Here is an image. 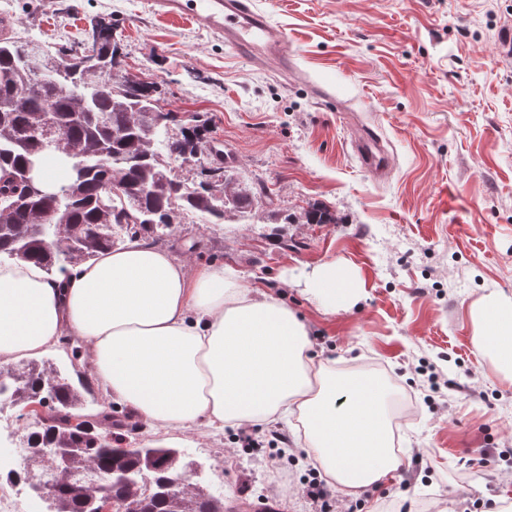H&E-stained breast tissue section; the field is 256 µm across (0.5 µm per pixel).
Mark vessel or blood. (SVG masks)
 Segmentation results:
<instances>
[{"label":"vessel or blood","mask_w":512,"mask_h":512,"mask_svg":"<svg viewBox=\"0 0 512 512\" xmlns=\"http://www.w3.org/2000/svg\"><path fill=\"white\" fill-rule=\"evenodd\" d=\"M148 5L160 17L190 20L259 64H276L284 74L294 68L287 39L275 32L254 0H148ZM351 150L366 170L385 174L387 152L376 133L357 137Z\"/></svg>","instance_id":"obj_1"}]
</instances>
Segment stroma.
<instances>
[{"mask_svg": "<svg viewBox=\"0 0 512 512\" xmlns=\"http://www.w3.org/2000/svg\"><path fill=\"white\" fill-rule=\"evenodd\" d=\"M298 65L282 76L147 0H0L12 35L56 50L90 20H111L123 75L156 82L183 123L209 120L242 181L273 202L251 223L186 215L159 240L189 266L224 263L281 295L310 327L312 353L337 376L382 382L400 429L388 482L332 490V512H487L512 503V385L488 378L471 310L512 297V0H258ZM379 135L391 172L378 180L354 156L357 125ZM316 204L338 218L306 223ZM291 214L292 223L275 222ZM334 260L361 297L317 313L302 285ZM455 389L432 390L422 367ZM133 441L177 449L193 479L235 512L276 502L313 512L318 472L307 450L246 446L221 434L153 432Z\"/></svg>", "mask_w": 512, "mask_h": 512, "instance_id": "obj_1", "label": "stroma"}]
</instances>
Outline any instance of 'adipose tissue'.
Wrapping results in <instances>:
<instances>
[{
    "label": "adipose tissue",
    "mask_w": 512,
    "mask_h": 512,
    "mask_svg": "<svg viewBox=\"0 0 512 512\" xmlns=\"http://www.w3.org/2000/svg\"><path fill=\"white\" fill-rule=\"evenodd\" d=\"M354 282L330 262L304 292L332 314L357 301ZM473 322L490 379L512 383V298L484 296ZM65 336L87 345L96 387L155 428L291 426L313 466L350 495L397 468L381 383L328 372L310 354L304 319L235 267L190 273L139 236L55 277L33 261L1 262L0 367Z\"/></svg>",
    "instance_id": "1"
}]
</instances>
